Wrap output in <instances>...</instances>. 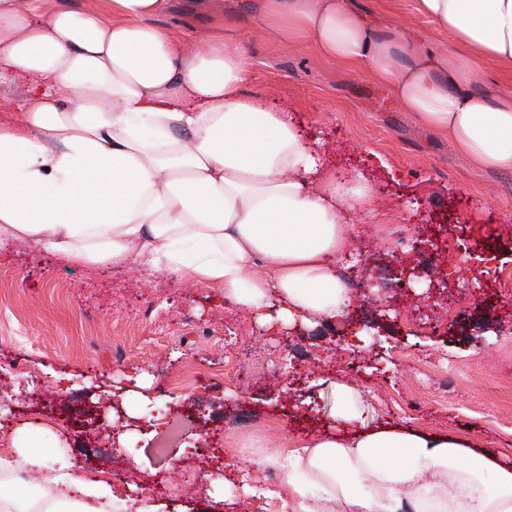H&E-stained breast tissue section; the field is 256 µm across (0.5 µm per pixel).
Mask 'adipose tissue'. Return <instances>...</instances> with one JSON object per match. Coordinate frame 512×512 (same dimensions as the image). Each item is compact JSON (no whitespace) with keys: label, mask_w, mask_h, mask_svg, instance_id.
<instances>
[{"label":"adipose tissue","mask_w":512,"mask_h":512,"mask_svg":"<svg viewBox=\"0 0 512 512\" xmlns=\"http://www.w3.org/2000/svg\"><path fill=\"white\" fill-rule=\"evenodd\" d=\"M173 0H0V74L35 79L21 123L0 122V241L62 258L167 269L222 289L261 325L343 318L333 261L349 194L285 112L246 96L244 49L214 28L192 41L151 25ZM265 27L359 66L475 166L512 172V90L480 61L512 64V0H413L448 32L434 51L378 41L351 0H251ZM347 431L246 460L289 468L271 512H512V466L465 436L361 427L356 389L335 386ZM48 512H102L101 481L53 476ZM482 488L479 501L470 493Z\"/></svg>","instance_id":"adipose-tissue-1"}]
</instances>
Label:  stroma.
I'll use <instances>...</instances> for the list:
<instances>
[{
  "instance_id": "stroma-1",
  "label": "stroma",
  "mask_w": 512,
  "mask_h": 512,
  "mask_svg": "<svg viewBox=\"0 0 512 512\" xmlns=\"http://www.w3.org/2000/svg\"><path fill=\"white\" fill-rule=\"evenodd\" d=\"M382 36L447 33L410 0H356ZM156 18L180 38L237 28L243 91L291 112L325 166L370 189L334 265L351 280L359 345L343 321L270 332L216 288L139 266L88 267L21 242L0 245V457L36 439L34 483L0 487L44 512L51 474L103 481L110 512H138L135 472L163 512H253L225 463L259 459L333 429L335 382L364 417L456 433L512 464V172L474 168L400 109L372 74L271 35L248 6L224 17L175 0ZM447 279L449 289L433 287ZM228 478L224 503L209 492Z\"/></svg>"
}]
</instances>
